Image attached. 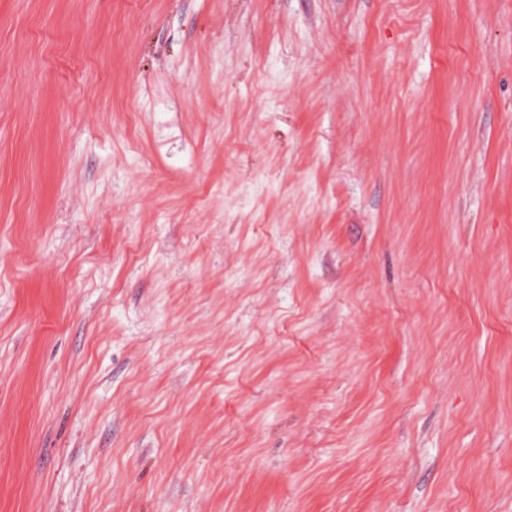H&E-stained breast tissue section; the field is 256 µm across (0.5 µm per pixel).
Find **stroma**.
<instances>
[{
    "label": "stroma",
    "mask_w": 512,
    "mask_h": 512,
    "mask_svg": "<svg viewBox=\"0 0 512 512\" xmlns=\"http://www.w3.org/2000/svg\"><path fill=\"white\" fill-rule=\"evenodd\" d=\"M0 512H512V0H0Z\"/></svg>",
    "instance_id": "stroma-1"
}]
</instances>
